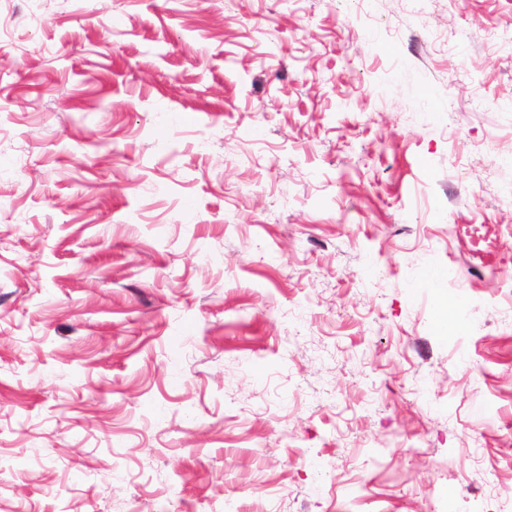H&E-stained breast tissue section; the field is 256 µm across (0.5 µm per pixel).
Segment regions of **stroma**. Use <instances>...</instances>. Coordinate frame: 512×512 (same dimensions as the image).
<instances>
[{
    "mask_svg": "<svg viewBox=\"0 0 512 512\" xmlns=\"http://www.w3.org/2000/svg\"><path fill=\"white\" fill-rule=\"evenodd\" d=\"M134 506L512 512V0H0V512Z\"/></svg>",
    "mask_w": 512,
    "mask_h": 512,
    "instance_id": "obj_1",
    "label": "stroma"
}]
</instances>
